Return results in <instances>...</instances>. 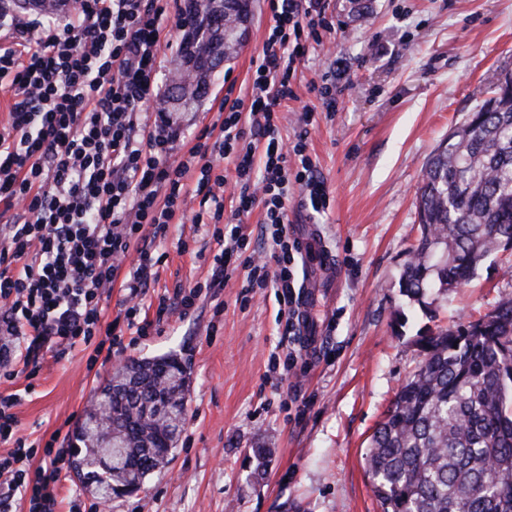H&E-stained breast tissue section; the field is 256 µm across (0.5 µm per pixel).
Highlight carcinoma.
Returning a JSON list of instances; mask_svg holds the SVG:
<instances>
[{
	"instance_id": "carcinoma-1",
	"label": "carcinoma",
	"mask_w": 512,
	"mask_h": 512,
	"mask_svg": "<svg viewBox=\"0 0 512 512\" xmlns=\"http://www.w3.org/2000/svg\"><path fill=\"white\" fill-rule=\"evenodd\" d=\"M179 43L181 69L165 103L187 110L202 98L209 62L224 43L213 17L230 23L250 0H190ZM484 99L428 160L417 208L420 236L400 278L425 303L471 280L480 263L512 249V72L489 81ZM424 360L405 380L366 452L383 512H512V297L477 321L423 338ZM187 367L173 355L131 359L100 388L74 432V470L102 500L139 490L169 461L187 417Z\"/></svg>"
}]
</instances>
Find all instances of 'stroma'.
<instances>
[{"label":"stroma","instance_id":"obj_1","mask_svg":"<svg viewBox=\"0 0 512 512\" xmlns=\"http://www.w3.org/2000/svg\"><path fill=\"white\" fill-rule=\"evenodd\" d=\"M336 31L310 46L299 67V101L281 136L307 134V152L329 202L312 211L288 200L290 225H316L340 264L337 288L321 298L325 328L309 356L295 309L276 291L243 294L246 268L230 267L211 288L216 243L191 223L156 239L166 253L146 300L202 284L194 308L149 336L125 335L118 357L177 355L190 371L187 418L170 463L144 488L112 497L103 512H382L367 473L370 437L409 373L423 360L422 335L489 313L512 296V253L488 258L472 281L422 308L399 280L419 234L416 193L437 145L483 100L491 74L512 68V0H326ZM270 18L253 0L243 48L225 63L202 101L172 113L180 159L200 130L220 125L227 88L246 93L251 60ZM343 61L349 88L327 113L311 82ZM315 121L300 122L302 107ZM188 240L189 252L177 249ZM91 349L46 353L35 378L0 382L21 393L19 433L44 446L72 439L112 363L90 365ZM263 456H256V449Z\"/></svg>","mask_w":512,"mask_h":512}]
</instances>
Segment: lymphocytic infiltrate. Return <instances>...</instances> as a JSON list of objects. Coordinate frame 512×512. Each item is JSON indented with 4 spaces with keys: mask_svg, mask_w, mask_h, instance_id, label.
I'll return each instance as SVG.
<instances>
[{
    "mask_svg": "<svg viewBox=\"0 0 512 512\" xmlns=\"http://www.w3.org/2000/svg\"><path fill=\"white\" fill-rule=\"evenodd\" d=\"M271 24L246 95L225 98L220 137L202 129L186 160L167 156L174 136L151 121L157 60L170 27L168 0H76L52 22L0 15V380L38 369L43 352L121 346L124 329L149 335L174 312L188 314L197 289L159 297L154 321H139L163 258L152 247L185 214L189 194L211 206L195 226L219 247L209 285L223 287L231 262L250 284L287 301L297 251L286 202L298 193L321 211L327 189L305 138L281 139L282 112L298 100V67L310 43L334 31L325 0H268ZM232 160L233 174L222 162ZM195 187H187L189 172ZM260 211L270 258L247 253L242 218ZM128 267L122 317L106 320L103 295ZM20 394H0V512H57L62 469L33 468L36 448L18 434Z\"/></svg>",
    "mask_w": 512,
    "mask_h": 512,
    "instance_id": "lymphocytic-infiltrate-1",
    "label": "lymphocytic infiltrate"
}]
</instances>
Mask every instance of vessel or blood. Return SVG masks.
Here are the masks:
<instances>
[{"mask_svg":"<svg viewBox=\"0 0 512 512\" xmlns=\"http://www.w3.org/2000/svg\"><path fill=\"white\" fill-rule=\"evenodd\" d=\"M304 260L305 282L301 306L298 310L300 323L307 336L304 347L307 353H315L322 338L314 331L316 322L312 309L313 297L320 288L334 287L338 280V267L316 226L306 224L292 228Z\"/></svg>","mask_w":512,"mask_h":512,"instance_id":"vessel-or-blood-1","label":"vessel or blood"}]
</instances>
